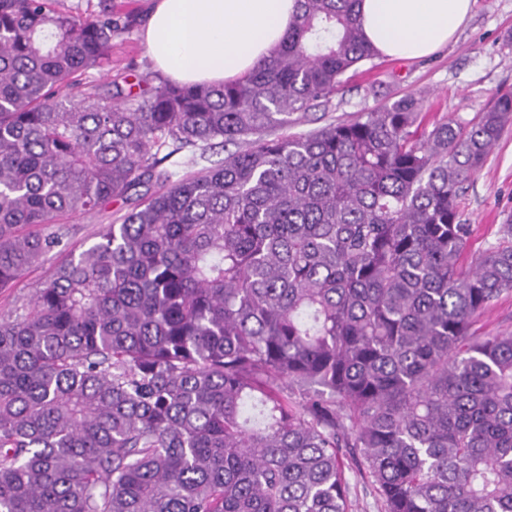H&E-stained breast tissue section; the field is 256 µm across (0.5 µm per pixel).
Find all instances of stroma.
Segmentation results:
<instances>
[{"label":"stroma","mask_w":512,"mask_h":512,"mask_svg":"<svg viewBox=\"0 0 512 512\" xmlns=\"http://www.w3.org/2000/svg\"><path fill=\"white\" fill-rule=\"evenodd\" d=\"M150 0H134L131 9L138 22L112 41V59L104 67L89 70L81 81L104 99L112 95V81L126 78L133 90H142L144 79L154 68L142 40V19ZM380 81L379 93L368 91L369 83ZM512 91V0H473L467 22L445 47L419 60L381 59L378 69H359L326 112H312L297 124L307 131L352 119L357 112L374 108L413 93L423 100L425 111L436 117L471 119L491 107L498 92ZM118 199L89 214L63 215L55 224L41 226V233H60L63 245L10 285L0 288V317L15 316L35 288L60 264L67 251L79 250L97 239L101 228L129 210ZM463 223L473 225L470 251L494 241L499 225L512 222V125L508 126L473 176L459 199ZM349 482L351 512H382L381 501L371 478L358 469L351 455H344Z\"/></svg>","instance_id":"stroma-1"}]
</instances>
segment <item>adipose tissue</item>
<instances>
[{"label": "adipose tissue", "mask_w": 512, "mask_h": 512, "mask_svg": "<svg viewBox=\"0 0 512 512\" xmlns=\"http://www.w3.org/2000/svg\"><path fill=\"white\" fill-rule=\"evenodd\" d=\"M472 0H360L365 41L378 56L428 57L466 22ZM297 0H152L143 29L156 71L181 84H216L252 71L281 41Z\"/></svg>", "instance_id": "ef3b65f1"}]
</instances>
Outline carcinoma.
I'll use <instances>...</instances> for the list:
<instances>
[{"label": "carcinoma", "mask_w": 512, "mask_h": 512, "mask_svg": "<svg viewBox=\"0 0 512 512\" xmlns=\"http://www.w3.org/2000/svg\"><path fill=\"white\" fill-rule=\"evenodd\" d=\"M54 2L0 0V288L61 245L35 227L137 204L0 319V512H349L344 448L384 512H512V333H471L512 224L471 253L458 210L512 92L273 138L374 61L360 0H297L238 81L109 102L77 76L130 14Z\"/></svg>", "instance_id": "obj_1"}]
</instances>
